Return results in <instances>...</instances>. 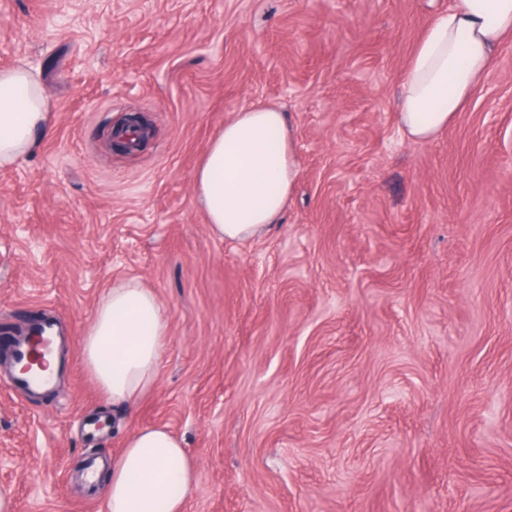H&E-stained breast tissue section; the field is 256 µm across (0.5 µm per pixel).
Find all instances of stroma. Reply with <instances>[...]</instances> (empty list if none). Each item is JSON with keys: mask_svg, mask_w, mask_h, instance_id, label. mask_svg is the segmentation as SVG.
Instances as JSON below:
<instances>
[{"mask_svg": "<svg viewBox=\"0 0 512 512\" xmlns=\"http://www.w3.org/2000/svg\"><path fill=\"white\" fill-rule=\"evenodd\" d=\"M449 0H0V70L51 122L0 169V337L56 321L49 393L0 369L11 512H103L81 478L163 425L196 464L184 512H512V39L462 112L412 142L402 72ZM273 102L299 180L263 237L211 236L194 190L234 112ZM144 145L114 152L130 113ZM170 318L156 385L88 375L103 294ZM53 379V376L50 374H45L39 378H34L29 374L13 375L11 386L15 390L26 394L40 393V391L44 392L52 387Z\"/></svg>", "mask_w": 512, "mask_h": 512, "instance_id": "35a3bbf8", "label": "stroma"}]
</instances>
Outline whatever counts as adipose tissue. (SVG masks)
I'll return each mask as SVG.
<instances>
[{
  "mask_svg": "<svg viewBox=\"0 0 512 512\" xmlns=\"http://www.w3.org/2000/svg\"><path fill=\"white\" fill-rule=\"evenodd\" d=\"M512 38V0H453L427 27L401 81L400 129L412 141L436 137L461 112ZM50 118V102L27 67L0 70V168L32 151ZM294 137L273 105L240 109L208 144L194 188L211 234L262 237L278 223L297 180ZM170 339L167 311L134 280L109 289L83 338L87 370L106 401L120 406L155 386ZM196 466L167 427L136 430L105 473L106 512H182Z\"/></svg>",
  "mask_w": 512,
  "mask_h": 512,
  "instance_id": "ef3b65f1",
  "label": "adipose tissue"
}]
</instances>
